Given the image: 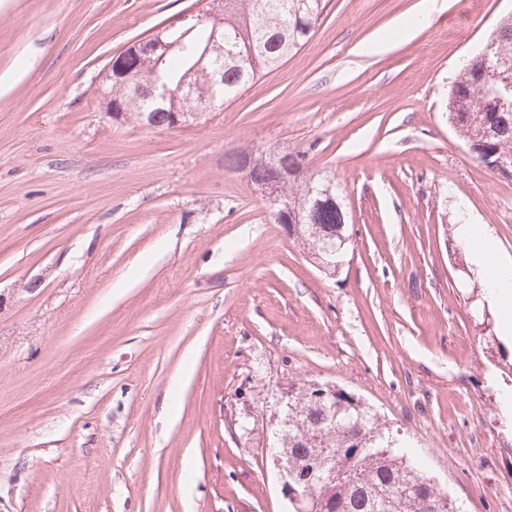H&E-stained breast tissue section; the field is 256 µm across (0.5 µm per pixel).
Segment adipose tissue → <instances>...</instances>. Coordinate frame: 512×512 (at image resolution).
Returning a JSON list of instances; mask_svg holds the SVG:
<instances>
[{
  "mask_svg": "<svg viewBox=\"0 0 512 512\" xmlns=\"http://www.w3.org/2000/svg\"><path fill=\"white\" fill-rule=\"evenodd\" d=\"M458 233L469 247L475 265L484 271L487 301L498 314L503 335H512V269L497 260L496 244L486 225L461 224Z\"/></svg>",
  "mask_w": 512,
  "mask_h": 512,
  "instance_id": "ef3b65f1",
  "label": "adipose tissue"
}]
</instances>
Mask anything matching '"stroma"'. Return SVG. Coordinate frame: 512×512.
Masks as SVG:
<instances>
[{
  "mask_svg": "<svg viewBox=\"0 0 512 512\" xmlns=\"http://www.w3.org/2000/svg\"><path fill=\"white\" fill-rule=\"evenodd\" d=\"M328 0L304 48L174 131L101 73L197 0H0V512H291L281 396L377 413L460 512H512V373L459 238L512 260V181L448 92L512 0ZM303 152L347 214L321 271L228 156Z\"/></svg>",
  "mask_w": 512,
  "mask_h": 512,
  "instance_id": "obj_1",
  "label": "stroma"
}]
</instances>
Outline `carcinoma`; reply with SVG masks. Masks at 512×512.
Instances as JSON below:
<instances>
[{"instance_id":"1","label":"carcinoma","mask_w":512,"mask_h":512,"mask_svg":"<svg viewBox=\"0 0 512 512\" xmlns=\"http://www.w3.org/2000/svg\"><path fill=\"white\" fill-rule=\"evenodd\" d=\"M327 0H224V26L218 38L224 54L212 55L196 79L218 81V97L233 100L250 82L267 75L295 56L311 39L322 18ZM214 26L200 24L184 38L185 49L157 64L140 58V78L161 81L171 87L194 67L207 46ZM489 64L480 57L463 66L448 95V115L465 144L475 141L479 131H493L503 120L494 97L496 83L505 74L494 66L512 67V15L504 17L486 45ZM112 111L124 113L123 121L140 122L143 112H169L154 102L131 96L129 88L112 83ZM489 151L512 156V133L490 141ZM324 181L313 178L288 185L287 196L300 203L301 224L296 237L308 252L321 245L328 233L345 220L341 204L321 195ZM284 447L297 461L307 462L316 448H329L338 465L334 478L313 488L325 512H380L382 501L391 503L390 512H456L453 501L426 474L393 451L395 440L384 430L379 418L363 407L322 406L312 400V386L301 385L288 398Z\"/></svg>"}]
</instances>
